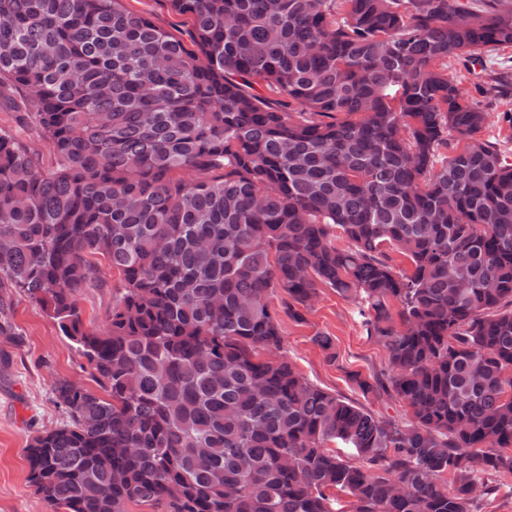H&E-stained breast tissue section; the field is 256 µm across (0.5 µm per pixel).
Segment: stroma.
I'll use <instances>...</instances> for the list:
<instances>
[{
    "instance_id": "35a3bbf8",
    "label": "stroma",
    "mask_w": 512,
    "mask_h": 512,
    "mask_svg": "<svg viewBox=\"0 0 512 512\" xmlns=\"http://www.w3.org/2000/svg\"><path fill=\"white\" fill-rule=\"evenodd\" d=\"M448 71L465 98L487 114L481 139L496 143L512 162V92L500 94L492 88L496 78L512 74V48L490 52L480 65L449 62ZM0 93L6 98L0 106V132L18 137L37 153L42 166L51 167L55 158L37 131L33 113L23 107L25 88L13 85ZM102 278V284L83 289L80 296L83 319L92 327L102 325L112 293L121 285L111 270H104ZM0 314L14 328L13 335L0 336V512H52L28 481L25 448L33 436L66 419L54 394L56 382L76 380L92 390L97 384L74 344L25 293L1 285ZM280 323L282 352L308 380L375 415L407 419L402 402L359 385L360 380H374L386 368L388 357L382 344L367 338L356 301L324 286L301 319L284 314ZM319 334L331 338L335 359H327V352L315 343Z\"/></svg>"
}]
</instances>
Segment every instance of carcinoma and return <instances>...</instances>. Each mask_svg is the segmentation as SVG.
<instances>
[{
	"mask_svg": "<svg viewBox=\"0 0 512 512\" xmlns=\"http://www.w3.org/2000/svg\"><path fill=\"white\" fill-rule=\"evenodd\" d=\"M168 3L190 41L124 0H0V89L57 160L0 134V276L104 391L56 384L29 483L53 512H472L512 473V164L448 59L512 47V8ZM321 285L361 299L410 421L277 354L270 294L297 319ZM103 284L83 289L80 307L83 319L88 326L98 327L103 324L106 312L112 307V291L121 287L120 276L102 266Z\"/></svg>",
	"mask_w": 512,
	"mask_h": 512,
	"instance_id": "carcinoma-1",
	"label": "carcinoma"
}]
</instances>
